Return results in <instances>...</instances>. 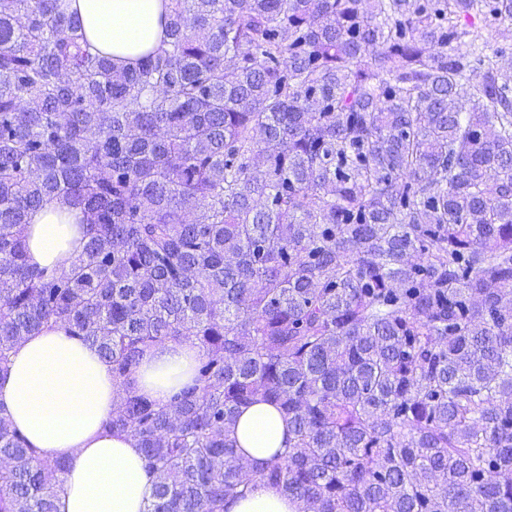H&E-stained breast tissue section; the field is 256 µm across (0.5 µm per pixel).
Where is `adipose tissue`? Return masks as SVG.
<instances>
[{
    "label": "adipose tissue",
    "mask_w": 512,
    "mask_h": 512,
    "mask_svg": "<svg viewBox=\"0 0 512 512\" xmlns=\"http://www.w3.org/2000/svg\"><path fill=\"white\" fill-rule=\"evenodd\" d=\"M169 0H70L89 41L113 61H134L165 37ZM81 213L59 198L28 215L29 252L39 267L55 268L82 250ZM199 350L169 342L147 349L136 376L138 390L158 404L191 384ZM115 406L112 369L96 348L54 328L27 337L0 370V411L31 447L71 460L56 499V512H147L153 478L140 448L104 427ZM286 422L271 404L258 402L239 418L241 454L261 465L284 450ZM298 503L276 488L257 484L224 512H298Z\"/></svg>",
    "instance_id": "adipose-tissue-1"
}]
</instances>
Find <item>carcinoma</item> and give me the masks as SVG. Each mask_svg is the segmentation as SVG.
Wrapping results in <instances>:
<instances>
[{"mask_svg": "<svg viewBox=\"0 0 512 512\" xmlns=\"http://www.w3.org/2000/svg\"><path fill=\"white\" fill-rule=\"evenodd\" d=\"M61 2L0 0V365L44 329L94 346L149 512L253 490L256 402L299 512H512V0H170L122 67ZM52 197L84 246L48 271ZM182 341L159 405L135 369ZM0 461V512H55L70 463L1 411ZM81 216L79 210L59 198L48 199L31 211L28 215V245L32 261L41 268L52 269L78 256L83 246V234L80 224L75 223ZM198 354L196 346L184 342L147 349L136 369L139 393L165 404L173 392L192 384ZM286 431V422L279 410L274 405L257 402L240 416L235 436L240 453L259 467L284 450Z\"/></svg>", "mask_w": 512, "mask_h": 512, "instance_id": "obj_1", "label": "carcinoma"}]
</instances>
